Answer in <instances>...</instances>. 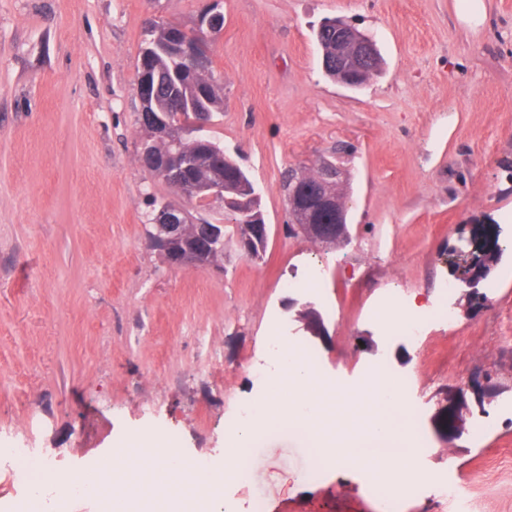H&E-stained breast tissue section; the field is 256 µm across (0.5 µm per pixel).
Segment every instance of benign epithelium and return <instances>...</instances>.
Returning <instances> with one entry per match:
<instances>
[{"label": "benign epithelium", "instance_id": "obj_1", "mask_svg": "<svg viewBox=\"0 0 512 512\" xmlns=\"http://www.w3.org/2000/svg\"><path fill=\"white\" fill-rule=\"evenodd\" d=\"M221 0H206L195 20L193 41L174 39L170 51L179 58L188 59L197 65L207 64L209 43L213 35L224 28V13L218 10ZM336 33V68L360 69L372 63L377 51L376 42L370 34L360 31L346 20L336 17L327 21ZM154 47L146 44L141 54V67L137 73V95L140 103L138 118L150 124L153 132L173 144H179L183 136L194 135L202 138L211 120L197 118L188 124H175L171 113L157 109L155 97L158 93L156 76L150 73L148 62L153 57ZM317 168L326 177L340 184L348 179V173L341 161L322 159ZM208 170L211 177L190 182L184 181L188 171ZM160 171L171 181L180 182L183 204H164L153 215L147 230L148 246L160 255L173 252L185 239H191V248L175 261L176 267L211 268L224 270V225L193 221L188 205H213L224 203V158L209 149L194 155L171 154L162 164ZM290 224L288 234H303L314 240H347L348 233L342 224H307L292 202H287ZM270 227L260 224L242 225L237 236L239 249L250 259L259 258L268 246Z\"/></svg>", "mask_w": 512, "mask_h": 512}]
</instances>
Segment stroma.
<instances>
[{
	"mask_svg": "<svg viewBox=\"0 0 512 512\" xmlns=\"http://www.w3.org/2000/svg\"><path fill=\"white\" fill-rule=\"evenodd\" d=\"M479 28L457 0H223L210 134L254 181L262 260L224 240V271L174 269L146 244L153 206L179 197L138 160L137 66L148 18L192 26L202 0H0V440L85 472L142 429L223 462L229 417L254 394L274 325L319 371L357 387L387 354L411 376L429 468L463 488L440 512H512V0ZM342 17L385 65L359 90L329 79L314 31ZM341 156L350 241L288 234L282 181ZM496 255L469 286L455 248ZM317 279L319 294L285 289ZM456 319L422 345L374 316L398 294ZM229 495L263 512H380L363 469L326 465L288 432L260 437Z\"/></svg>",
	"mask_w": 512,
	"mask_h": 512,
	"instance_id": "stroma-1",
	"label": "stroma"
}]
</instances>
